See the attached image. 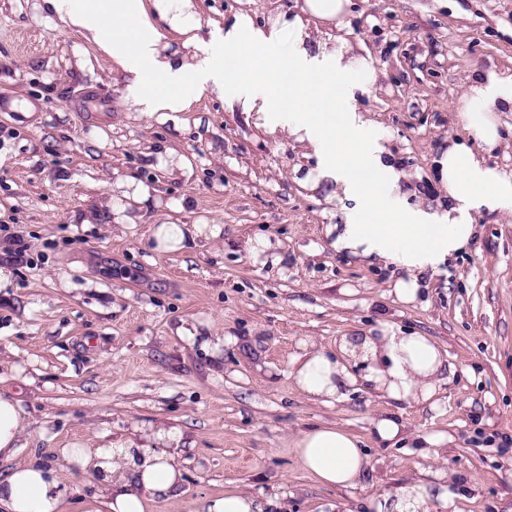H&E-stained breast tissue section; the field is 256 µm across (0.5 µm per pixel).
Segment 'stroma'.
<instances>
[{
  "label": "stroma",
  "mask_w": 512,
  "mask_h": 512,
  "mask_svg": "<svg viewBox=\"0 0 512 512\" xmlns=\"http://www.w3.org/2000/svg\"><path fill=\"white\" fill-rule=\"evenodd\" d=\"M202 33L246 11L265 21L294 0H192ZM345 37L366 48L379 78L368 118L418 187L437 199L433 160L465 135L455 109L470 77L512 78V0H352ZM111 61L41 12L38 0H0V225L33 259L0 288V395L31 425L0 476L40 460L68 485L86 478L61 454L165 425L182 468L174 495L146 512H203L237 490L260 512H368L410 480L443 475L453 506L430 512H512V215L477 216L473 244L423 276L415 302L397 275L336 253L326 235L342 202L329 183L302 186L316 159L259 113L205 93L186 112L141 114ZM149 186L124 213L112 188ZM206 220L219 236L190 252L155 250L151 228ZM264 234L288 253L284 271L246 254ZM387 322L434 338L450 371L436 408L347 392L327 407L296 391L289 372L305 347L331 348ZM233 340L203 351L204 340ZM437 448L376 441L381 414ZM333 423L363 440L361 486L319 484L292 446Z\"/></svg>",
  "instance_id": "stroma-1"
}]
</instances>
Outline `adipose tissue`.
Listing matches in <instances>:
<instances>
[{
	"label": "adipose tissue",
	"instance_id": "1",
	"mask_svg": "<svg viewBox=\"0 0 512 512\" xmlns=\"http://www.w3.org/2000/svg\"><path fill=\"white\" fill-rule=\"evenodd\" d=\"M348 0H301L294 14L257 24L246 12L225 28L201 36L191 0H41L42 11L93 41L125 81L124 98L138 112H184L209 91L231 108L261 113L269 132L286 131L309 149L317 167L304 178L328 181L334 198L350 200L343 222L328 225L332 248L404 271L400 300L415 301L422 276L465 251L477 214L512 213V172L489 166L484 150L502 141V113L512 112V80L486 71L471 77L456 103L467 134L433 160L441 204H410V174L390 158L383 137L366 118L361 97L377 79L371 55L355 52L340 32ZM338 30L323 39L317 27ZM203 224L154 225L155 248L181 251L197 238L219 235ZM395 402L425 405L438 394L448 360L429 337L381 324L377 334L334 348L305 352L290 377L301 393L324 404L340 401L360 378ZM29 427L17 400L0 396V458H12ZM177 429L159 428L146 439L64 449L88 474L106 512H145L146 499L181 482L177 458L166 449ZM302 468L320 484L349 489L369 465L361 441L332 424L301 431L293 440ZM68 488L40 461L0 477V512H65ZM420 481L401 486L377 512H429L447 499Z\"/></svg>",
	"mask_w": 512,
	"mask_h": 512
}]
</instances>
